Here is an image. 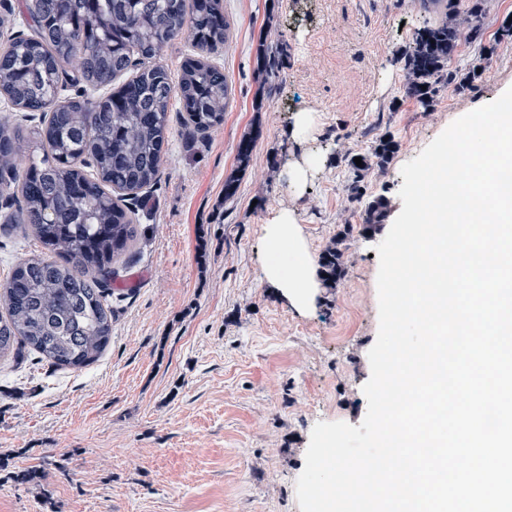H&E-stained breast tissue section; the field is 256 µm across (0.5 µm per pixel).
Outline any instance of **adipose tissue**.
<instances>
[{
  "label": "adipose tissue",
  "mask_w": 512,
  "mask_h": 512,
  "mask_svg": "<svg viewBox=\"0 0 512 512\" xmlns=\"http://www.w3.org/2000/svg\"><path fill=\"white\" fill-rule=\"evenodd\" d=\"M266 239L271 250L287 254L286 260L270 262L265 269L266 279L279 288L294 307H311L318 294L316 266L293 211L280 210L269 220Z\"/></svg>",
  "instance_id": "1"
}]
</instances>
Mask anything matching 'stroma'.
Returning a JSON list of instances; mask_svg holds the SVG:
<instances>
[{"instance_id":"stroma-1","label":"stroma","mask_w":512,"mask_h":512,"mask_svg":"<svg viewBox=\"0 0 512 512\" xmlns=\"http://www.w3.org/2000/svg\"><path fill=\"white\" fill-rule=\"evenodd\" d=\"M485 35L451 67L430 106L407 95L402 57L428 14L418 0H224L235 35L212 56L234 99L224 122L189 137L179 103L139 236L112 297V339L95 364L37 355L0 363V512H300L296 481L319 422L360 425L378 330L377 245L352 233L346 275L295 310L264 276L265 227L293 210L314 260L364 202L402 209V166L454 120L512 87V0H482ZM291 56L261 96L256 50ZM315 117L294 142L297 112ZM259 131L232 199L224 180L242 136ZM393 139L384 168L348 186L350 156ZM319 159L303 190L292 162ZM37 479L23 483L25 471Z\"/></svg>"}]
</instances>
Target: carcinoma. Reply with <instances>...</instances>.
<instances>
[{
	"instance_id": "cac0c4a2",
	"label": "carcinoma",
	"mask_w": 512,
	"mask_h": 512,
	"mask_svg": "<svg viewBox=\"0 0 512 512\" xmlns=\"http://www.w3.org/2000/svg\"><path fill=\"white\" fill-rule=\"evenodd\" d=\"M23 25L26 30H18ZM0 99L16 112H40L30 129L0 117V189L19 197L0 215V231L32 234L42 250L19 259L0 281V360L33 352L57 369H82L102 356L112 337L108 297L117 264L137 235L135 210L159 175L169 144V108L179 100L185 128L202 135L224 122L227 76L210 62L227 43L223 0H22L0 14ZM187 35L199 54L185 58L178 81L160 64L163 48ZM482 10L470 5L467 32L453 11L419 30L405 56L406 92L426 101L434 85L454 80L449 66L461 42H480ZM288 42L257 49L264 94L288 62ZM75 88L62 96L67 86ZM256 136L237 148L238 172L224 180V198L238 189ZM27 166L17 170L23 148ZM395 143L381 142L348 165L354 197L362 174L387 164ZM387 201L368 203L363 235L379 231ZM344 225L324 251L331 287L346 274Z\"/></svg>"
}]
</instances>
